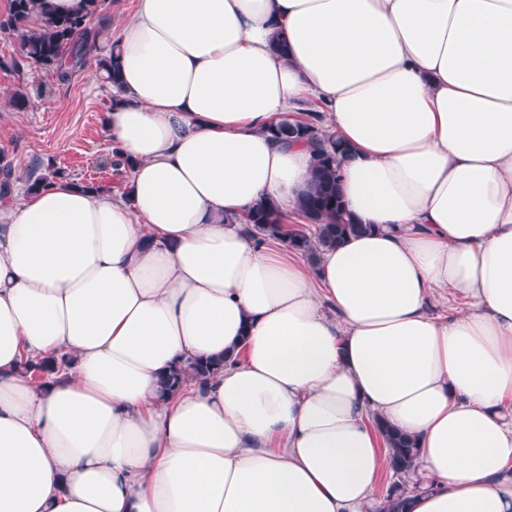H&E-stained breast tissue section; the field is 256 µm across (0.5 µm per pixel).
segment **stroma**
I'll list each match as a JSON object with an SVG mask.
<instances>
[{
    "mask_svg": "<svg viewBox=\"0 0 512 512\" xmlns=\"http://www.w3.org/2000/svg\"><path fill=\"white\" fill-rule=\"evenodd\" d=\"M16 54V41L0 35V168H11L14 187H24L31 166L42 163L122 193L125 174L111 165L103 122L111 89L96 78L95 64L63 80L52 68H10ZM18 91L31 99L27 110L10 104Z\"/></svg>",
    "mask_w": 512,
    "mask_h": 512,
    "instance_id": "1",
    "label": "stroma"
}]
</instances>
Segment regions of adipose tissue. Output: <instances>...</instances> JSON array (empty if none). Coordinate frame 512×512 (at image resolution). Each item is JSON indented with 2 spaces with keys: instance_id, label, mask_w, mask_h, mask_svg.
<instances>
[{
  "instance_id": "ef3b65f1",
  "label": "adipose tissue",
  "mask_w": 512,
  "mask_h": 512,
  "mask_svg": "<svg viewBox=\"0 0 512 512\" xmlns=\"http://www.w3.org/2000/svg\"><path fill=\"white\" fill-rule=\"evenodd\" d=\"M115 41L124 195L0 198V512H364L378 419L407 512H512V0H138ZM309 98L369 227L313 265L242 222L294 213ZM284 214L273 199L259 200L245 217L246 224H251L249 230L261 238H277L283 234ZM224 367V357L206 359L205 361L190 362L177 366L162 377L160 381V397L175 396L190 379L203 380L217 373ZM376 426L387 446L389 468L399 479L395 481L397 479L396 476H393L387 468L380 476L372 496L377 501H380L389 487L378 512H404L405 504L410 494L429 489L432 484L430 483L428 486H425L426 483H414L416 478L413 476L405 479L410 485L404 480L407 475L415 472L418 466L416 440L407 434L393 429L382 420L377 421Z\"/></svg>"
}]
</instances>
